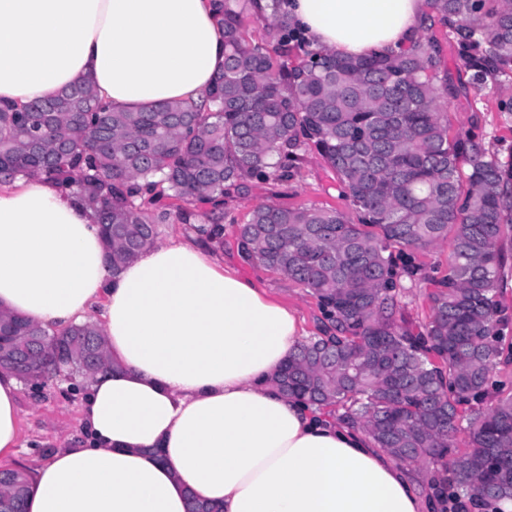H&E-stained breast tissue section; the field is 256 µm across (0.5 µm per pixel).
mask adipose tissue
<instances>
[{
    "label": "adipose tissue",
    "mask_w": 512,
    "mask_h": 512,
    "mask_svg": "<svg viewBox=\"0 0 512 512\" xmlns=\"http://www.w3.org/2000/svg\"><path fill=\"white\" fill-rule=\"evenodd\" d=\"M314 45H407L426 0H287ZM224 65L212 0H0V109L92 79L102 103L203 102ZM0 309L58 328L103 318L107 370L83 378L81 433L28 469V512H429L386 452L270 383L294 311L207 243H159L120 272L91 212L34 177L0 183ZM22 383L0 369V467Z\"/></svg>",
    "instance_id": "obj_1"
}]
</instances>
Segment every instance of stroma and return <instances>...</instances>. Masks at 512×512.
I'll list each match as a JSON object with an SVG mask.
<instances>
[{
	"label": "stroma",
	"instance_id": "35a3bbf8",
	"mask_svg": "<svg viewBox=\"0 0 512 512\" xmlns=\"http://www.w3.org/2000/svg\"><path fill=\"white\" fill-rule=\"evenodd\" d=\"M512 97V91L472 89L452 99L447 109L451 132L469 133L482 140L489 154L503 165L512 164V112L499 108L500 100ZM298 169L286 182L247 181L229 187L224 193V235L213 245L227 266L239 276L259 280L272 300L294 309L306 335H314L321 317L316 299L306 288L269 270L257 258L239 250L238 227L247 221L259 204L281 206L306 204L327 209H346L347 203L334 172L313 148L301 150ZM78 399L67 381L60 380L38 389L23 385L20 398L22 443L16 464L27 467L33 459L49 456L64 440L79 430Z\"/></svg>",
	"mask_w": 512,
	"mask_h": 512
}]
</instances>
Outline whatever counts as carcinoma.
Here are the masks:
<instances>
[{
    "label": "carcinoma",
    "instance_id": "carcinoma-1",
    "mask_svg": "<svg viewBox=\"0 0 512 512\" xmlns=\"http://www.w3.org/2000/svg\"><path fill=\"white\" fill-rule=\"evenodd\" d=\"M279 2L213 0L224 70L204 112L189 102L108 108L89 80L0 110V182L36 175L77 194L116 273L155 244L171 201L211 204L196 230L214 238L226 187L287 180L297 151L313 145L359 222L337 209L267 203L238 229L241 247L307 288L322 313L318 334L274 383L360 428L400 465L427 468L434 512L512 498V392L489 385L495 368L512 364L498 299L512 168L449 134L459 89L432 35L445 30L472 85L501 84L512 77V0H428L408 45L375 57L312 46ZM250 17L265 23L261 45L247 37ZM447 239L448 273L433 280L428 322L397 318L402 279L421 268L391 249L411 257ZM0 323L22 328L21 377L53 379L59 345L75 371L108 367L95 322L49 328L1 311ZM0 486L10 512H26L27 469H0Z\"/></svg>",
    "mask_w": 512,
    "mask_h": 512
}]
</instances>
